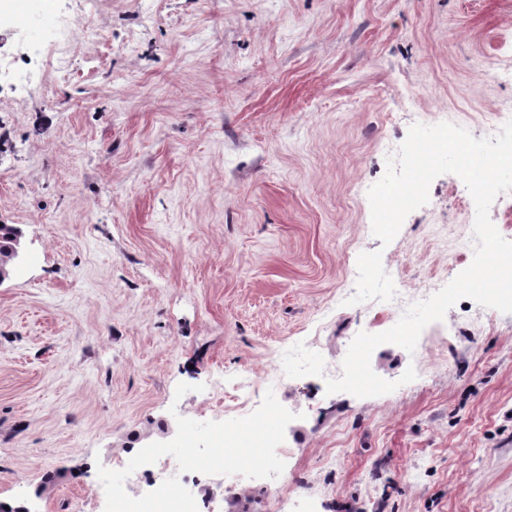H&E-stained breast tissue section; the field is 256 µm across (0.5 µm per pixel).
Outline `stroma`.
<instances>
[{
	"instance_id": "obj_1",
	"label": "stroma",
	"mask_w": 512,
	"mask_h": 512,
	"mask_svg": "<svg viewBox=\"0 0 512 512\" xmlns=\"http://www.w3.org/2000/svg\"><path fill=\"white\" fill-rule=\"evenodd\" d=\"M29 2L28 26L0 12V224L23 231L0 504L104 512L98 466L176 417H239L233 376L257 406L274 368L291 491L207 475L210 512H512V313L464 298L414 352L378 346L392 393L323 379L473 260L457 175L386 245L367 192L413 124L492 136L512 0ZM46 13L73 22L65 63Z\"/></svg>"
}]
</instances>
